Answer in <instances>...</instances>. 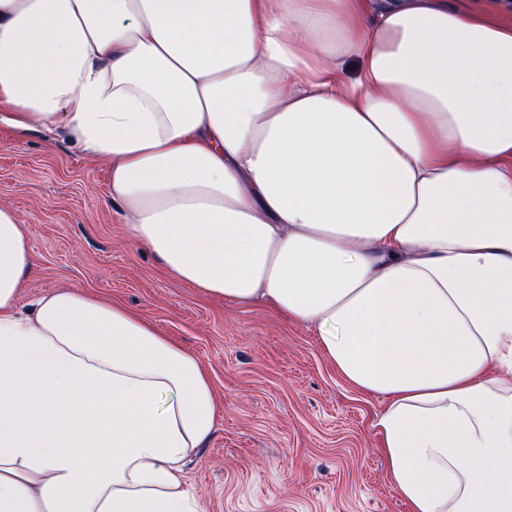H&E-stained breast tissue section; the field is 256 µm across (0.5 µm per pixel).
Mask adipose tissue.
Wrapping results in <instances>:
<instances>
[{"mask_svg": "<svg viewBox=\"0 0 512 512\" xmlns=\"http://www.w3.org/2000/svg\"><path fill=\"white\" fill-rule=\"evenodd\" d=\"M356 71H348L347 60ZM109 165L131 239L313 326L409 512H512V22L449 0H0V124ZM0 205V512H203L217 403Z\"/></svg>", "mask_w": 512, "mask_h": 512, "instance_id": "adipose-tissue-1", "label": "adipose tissue"}]
</instances>
